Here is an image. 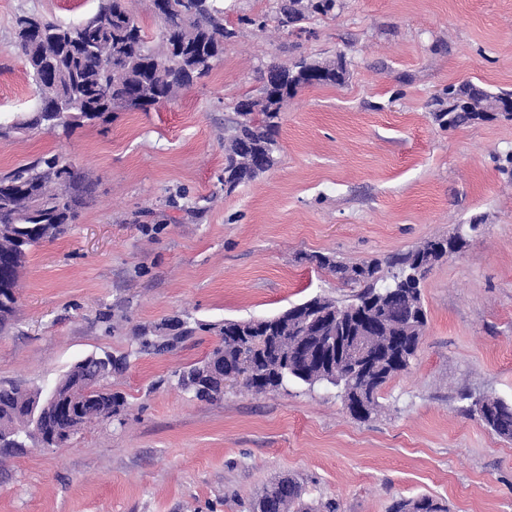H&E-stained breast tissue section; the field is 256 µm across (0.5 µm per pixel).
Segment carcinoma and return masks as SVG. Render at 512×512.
<instances>
[{
    "mask_svg": "<svg viewBox=\"0 0 512 512\" xmlns=\"http://www.w3.org/2000/svg\"><path fill=\"white\" fill-rule=\"evenodd\" d=\"M336 0H283L279 15L296 22L306 14H326ZM148 8L160 21V43L150 40L135 15L129 0H102L98 11L77 25L64 26L45 17L28 23L29 17L17 20L18 46L31 73L38 103L29 114L0 122V135L40 129L52 131L60 126L104 120L122 107L113 104V94L135 101L133 108L148 111L155 102L170 101L179 91L197 79L208 76L224 52V40L234 31L224 24V6L220 0H200L195 12H188L185 0H148ZM136 27H130V23ZM281 78L280 85L267 87V79ZM346 64L340 58L330 63L301 60L291 68L269 66L262 75V87L269 94L257 99L239 101L235 112L247 108L252 118L235 120L226 129L224 142V188L233 190L253 181L268 171L279 151V116L288 99L298 90L317 85H341ZM448 105L461 106V111L436 113L448 128L486 121L506 103L512 93L494 95L470 82L450 86ZM85 190V179L72 165L58 155L42 158L33 164L0 174V275L7 279L8 292L0 295V328L15 315L17 297L14 288L27 254L41 243L60 234L66 225L78 218ZM438 240L425 242L392 264L382 273L375 263L343 266L324 255L320 269L341 274V278L360 288L354 301L339 304L328 297L308 299L312 305L331 308L338 318H348L354 308L361 307L373 320L386 326L390 336L416 337L419 323H427L421 298L420 283L426 271L440 262L436 250ZM305 307L296 305L282 313L246 321L222 324L201 323L186 317V335L154 332L144 329L136 335L137 353L162 355L170 353L198 331L213 332L219 342L201 360L184 367L178 374V385L185 389L184 372L192 370L205 376V385L194 389L196 399L214 402L224 396V380L247 367L251 377L243 385L257 393L287 388L288 384L313 387L327 382L343 388L352 400L368 403V414L378 406L380 391L396 374L409 368L407 364H391L381 372L345 380L346 372L337 376L316 371L308 353L316 335L303 318ZM38 391L22 384L0 386V425L26 426V434L16 437L22 445L35 440V432L59 434L64 418L51 419L34 426L25 422L26 405ZM471 401L467 411L476 416L500 438L512 441V402L495 398ZM124 406L121 396L105 391L85 407V421L110 419ZM305 488L293 478H282L255 499L252 512H304ZM391 512H447L431 497L423 495L401 499Z\"/></svg>",
    "mask_w": 512,
    "mask_h": 512,
    "instance_id": "1",
    "label": "carcinoma"
}]
</instances>
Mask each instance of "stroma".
Segmentation results:
<instances>
[{"instance_id":"35a3bbf8","label":"stroma","mask_w":512,"mask_h":512,"mask_svg":"<svg viewBox=\"0 0 512 512\" xmlns=\"http://www.w3.org/2000/svg\"><path fill=\"white\" fill-rule=\"evenodd\" d=\"M277 0H224L235 35L179 96L105 123L0 138V173L57 154L86 175L75 224L28 255L0 330V383L53 385L77 360L126 353L178 313L203 323L276 315L353 285L309 264H387L459 225L478 230L422 284L425 334L369 420L337 388L201 402L176 371L218 338L130 356L107 382L118 420L67 444L0 454V512H251L283 477L314 512H388L427 495L448 512H512V441L463 410L461 393L512 402V117L447 129L448 86L512 90V0H336L302 28ZM99 0H0V117L32 111L16 19L63 25ZM344 55L343 84L301 89L280 119L275 167L224 189V126L267 66Z\"/></svg>"}]
</instances>
